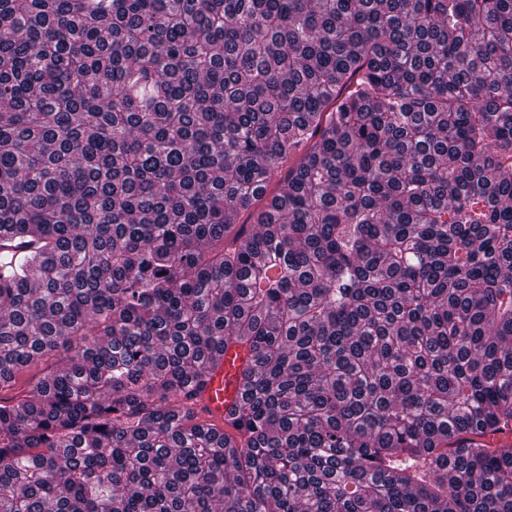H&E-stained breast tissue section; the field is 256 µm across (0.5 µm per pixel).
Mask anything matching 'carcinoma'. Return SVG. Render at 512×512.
Masks as SVG:
<instances>
[{"label": "carcinoma", "mask_w": 512, "mask_h": 512, "mask_svg": "<svg viewBox=\"0 0 512 512\" xmlns=\"http://www.w3.org/2000/svg\"><path fill=\"white\" fill-rule=\"evenodd\" d=\"M61 350L0 512H512V0H0V392ZM248 363V351L241 346H229L216 355L205 389L197 398V410L205 421L224 424V414L240 400V377Z\"/></svg>", "instance_id": "carcinoma-1"}]
</instances>
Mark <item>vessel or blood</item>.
Here are the masks:
<instances>
[{
    "label": "vessel or blood",
    "mask_w": 512,
    "mask_h": 512,
    "mask_svg": "<svg viewBox=\"0 0 512 512\" xmlns=\"http://www.w3.org/2000/svg\"><path fill=\"white\" fill-rule=\"evenodd\" d=\"M248 363V351L241 346L227 347L216 355L197 402L205 421L223 424L226 411L240 400V377Z\"/></svg>",
    "instance_id": "1"
}]
</instances>
